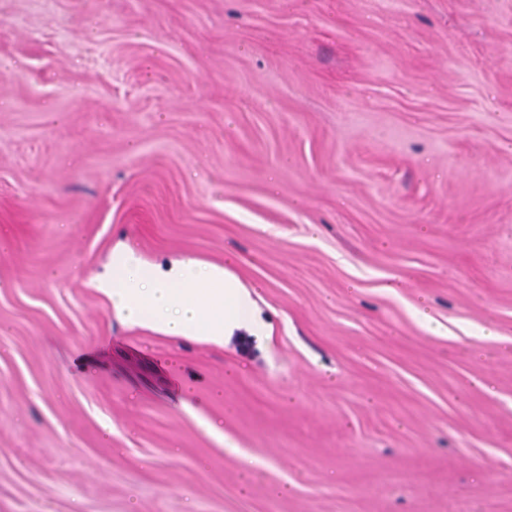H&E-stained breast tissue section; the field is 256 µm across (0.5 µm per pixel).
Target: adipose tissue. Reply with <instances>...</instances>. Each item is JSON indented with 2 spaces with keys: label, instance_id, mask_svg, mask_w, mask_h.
<instances>
[{
  "label": "adipose tissue",
  "instance_id": "adipose-tissue-1",
  "mask_svg": "<svg viewBox=\"0 0 512 512\" xmlns=\"http://www.w3.org/2000/svg\"><path fill=\"white\" fill-rule=\"evenodd\" d=\"M93 285L127 323L168 336L221 343L242 327L268 331L246 287L218 266L187 259L151 263L123 246Z\"/></svg>",
  "mask_w": 512,
  "mask_h": 512
}]
</instances>
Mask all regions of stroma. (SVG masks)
Here are the masks:
<instances>
[{"instance_id":"stroma-1","label":"stroma","mask_w":512,"mask_h":512,"mask_svg":"<svg viewBox=\"0 0 512 512\" xmlns=\"http://www.w3.org/2000/svg\"><path fill=\"white\" fill-rule=\"evenodd\" d=\"M0 512H512V0H0ZM93 285L127 323L168 336L222 344L242 327L258 334L269 331L249 291L222 267L187 259L151 263L123 245Z\"/></svg>"}]
</instances>
